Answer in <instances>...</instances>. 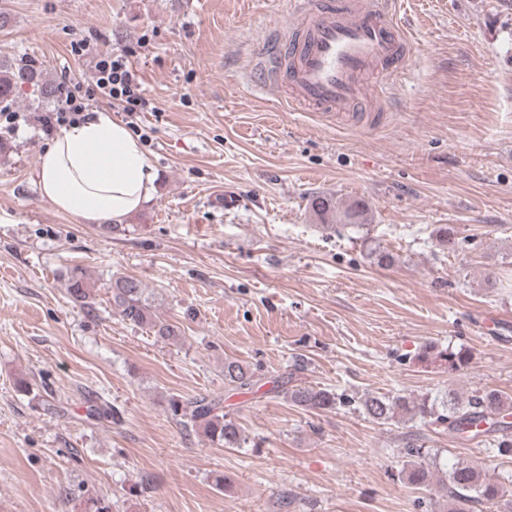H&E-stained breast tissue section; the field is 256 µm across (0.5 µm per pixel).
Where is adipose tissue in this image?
I'll return each instance as SVG.
<instances>
[{"label":"adipose tissue","mask_w":512,"mask_h":512,"mask_svg":"<svg viewBox=\"0 0 512 512\" xmlns=\"http://www.w3.org/2000/svg\"><path fill=\"white\" fill-rule=\"evenodd\" d=\"M36 178L57 211L87 224H119L149 202L156 174L126 124L99 112L60 131Z\"/></svg>","instance_id":"obj_1"}]
</instances>
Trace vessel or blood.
Instances as JSON below:
<instances>
[{"instance_id":"1","label":"vessel or blood","mask_w":512,"mask_h":512,"mask_svg":"<svg viewBox=\"0 0 512 512\" xmlns=\"http://www.w3.org/2000/svg\"><path fill=\"white\" fill-rule=\"evenodd\" d=\"M291 3V21L307 35L277 38L261 53L258 92L288 95L333 121L349 117L367 80L405 77L410 45L397 20L396 0Z\"/></svg>"}]
</instances>
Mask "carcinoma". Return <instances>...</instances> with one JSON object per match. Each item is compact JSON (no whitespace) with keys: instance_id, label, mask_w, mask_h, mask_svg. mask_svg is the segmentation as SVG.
Wrapping results in <instances>:
<instances>
[{"instance_id":"1","label":"carcinoma","mask_w":512,"mask_h":512,"mask_svg":"<svg viewBox=\"0 0 512 512\" xmlns=\"http://www.w3.org/2000/svg\"><path fill=\"white\" fill-rule=\"evenodd\" d=\"M30 84L40 90L41 97H57L58 87L48 84L43 72L33 63L19 59L8 66L0 65V112H8L14 101L13 91ZM309 208L321 221L322 228L336 233L346 231L362 240L367 254L377 264L389 266L394 255L370 236V225L363 223L365 205L353 202L345 207L331 197L317 195L310 199ZM435 247L442 252L455 253L462 248L463 239L451 224H441L432 231ZM110 303L126 321L146 327L155 341L176 344L180 341L179 328L157 319L146 288L138 279L119 275L108 285ZM70 300L82 307L91 305V284L85 275L76 271L67 280ZM261 374L250 365L233 358L224 359V383L237 390H250L260 381ZM292 405L303 410L326 411L336 408L341 397L330 387H312L292 384L285 391ZM167 413L186 426L197 428L218 446L240 448L246 437L240 426L221 407V398L201 396L183 400L178 396L167 399ZM360 411L369 420L385 424L400 417L420 419L424 423L448 425V430L472 438L489 437L499 456L512 457V424L505 421L512 414V402L496 391L489 390L462 397L449 392L442 397L428 398L411 395L366 396L360 401ZM409 464L400 474L409 484L423 487L430 484L431 467L437 464V454L431 448L408 445ZM512 475L500 479L484 476L476 468L458 463L446 472L444 489L448 493L449 512H466L464 506L485 502L497 512H512ZM88 512H112V502L89 490L84 491Z\"/></svg>"}]
</instances>
